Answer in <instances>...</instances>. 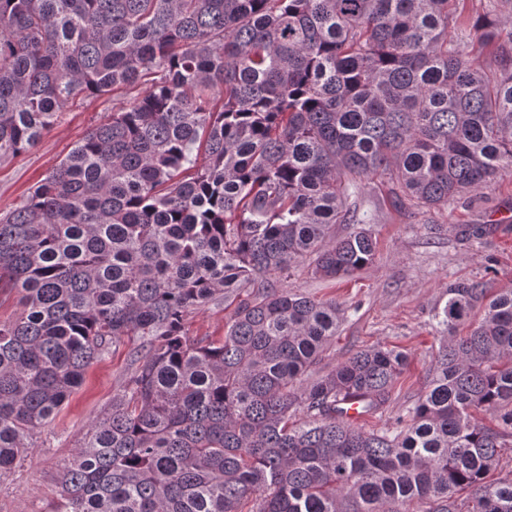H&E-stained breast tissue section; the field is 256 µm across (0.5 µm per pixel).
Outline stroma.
<instances>
[{
	"instance_id": "1",
	"label": "stroma",
	"mask_w": 512,
	"mask_h": 512,
	"mask_svg": "<svg viewBox=\"0 0 512 512\" xmlns=\"http://www.w3.org/2000/svg\"><path fill=\"white\" fill-rule=\"evenodd\" d=\"M124 91L76 102L36 146L18 158L0 162V210L20 202L28 189L60 162L106 115L127 104ZM372 218L377 240L372 264L352 276L323 281L299 263L284 286L319 299H333L348 309L332 345L318 366L327 372L355 351L382 345L404 352L388 409L367 427H381L424 392L438 348L433 329L436 308L444 305L449 283L482 281L494 289L512 288V177L484 190L464 208L425 216L395 205L390 185L369 182L359 199ZM482 224L486 232L466 238L465 225ZM134 341H126L105 360L93 363L82 385L57 417L33 439L30 459L0 475V512H57L59 480L86 439L97 417L120 393Z\"/></svg>"
}]
</instances>
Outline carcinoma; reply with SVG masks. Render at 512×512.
Returning <instances> with one entry per match:
<instances>
[{
	"instance_id": "carcinoma-1",
	"label": "carcinoma",
	"mask_w": 512,
	"mask_h": 512,
	"mask_svg": "<svg viewBox=\"0 0 512 512\" xmlns=\"http://www.w3.org/2000/svg\"><path fill=\"white\" fill-rule=\"evenodd\" d=\"M506 4L0 0V161L67 105L133 93L0 214L21 306L0 321V472L136 336L60 512H512V481L490 479L512 442V289L448 284L424 394L366 431L351 401L382 413L407 356L310 377L345 308L280 286L303 260L328 279L373 262L365 180L431 212L512 175ZM218 299L224 335L190 338Z\"/></svg>"
}]
</instances>
